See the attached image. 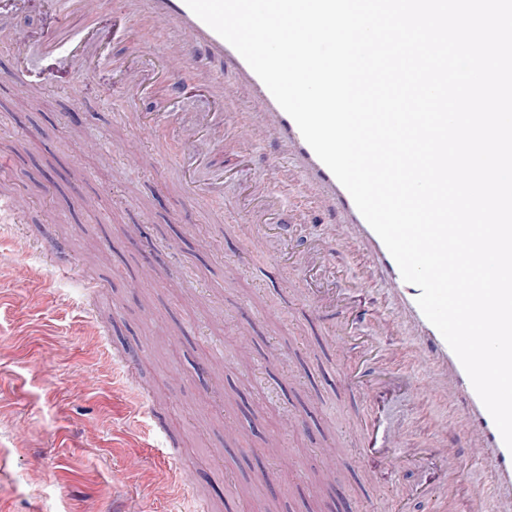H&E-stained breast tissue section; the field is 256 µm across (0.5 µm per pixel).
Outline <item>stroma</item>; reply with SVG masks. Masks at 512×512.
I'll list each match as a JSON object with an SVG mask.
<instances>
[{"label":"stroma","instance_id":"stroma-1","mask_svg":"<svg viewBox=\"0 0 512 512\" xmlns=\"http://www.w3.org/2000/svg\"><path fill=\"white\" fill-rule=\"evenodd\" d=\"M112 0L74 17L95 58L88 80L42 50L53 23L45 0H0V73L24 44L33 101L0 87V184L24 202L17 231L31 250L25 278L0 261V512H179L180 470L209 512H428L447 478L433 448L466 453L441 393L425 389L389 283L357 244L321 269L269 271L250 226L221 231L252 200L270 166L293 244L312 247L342 216L321 203L281 144L208 142L192 179L175 169L182 143L168 126L138 134L163 89L148 72L168 36L147 42L116 28ZM173 112L247 113L181 74ZM215 192L191 202L193 190ZM66 241L71 270L57 277L40 246ZM165 273L159 287L142 277ZM332 288L364 317L361 339L337 348L334 308L308 303ZM93 307L86 321L85 307ZM378 363L365 395L340 387L341 367ZM379 424L416 462L391 467L361 445L359 422Z\"/></svg>","mask_w":512,"mask_h":512}]
</instances>
